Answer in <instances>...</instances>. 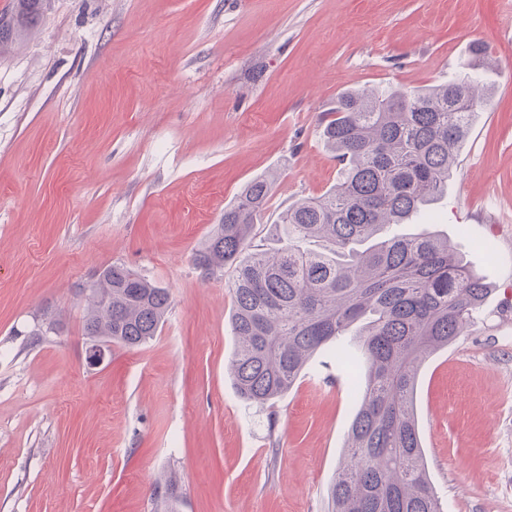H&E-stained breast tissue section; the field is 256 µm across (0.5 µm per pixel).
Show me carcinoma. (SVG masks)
Masks as SVG:
<instances>
[{
    "instance_id": "carcinoma-1",
    "label": "carcinoma",
    "mask_w": 512,
    "mask_h": 512,
    "mask_svg": "<svg viewBox=\"0 0 512 512\" xmlns=\"http://www.w3.org/2000/svg\"><path fill=\"white\" fill-rule=\"evenodd\" d=\"M48 0H12L0 12V55L32 31ZM473 46L456 81L413 91L341 93L320 119L340 168L336 185L280 215L288 244L254 242L274 180L260 175L224 207L195 253L213 276L230 268V371L238 396L271 404L309 358L333 346L352 376L357 411L347 459L330 487L331 512H441L424 463L413 405L419 366L464 335L491 292L446 235L394 227L421 216L448 177L488 88ZM316 239L319 250L302 243ZM84 295V334L128 347L158 335L170 293L123 263Z\"/></svg>"
}]
</instances>
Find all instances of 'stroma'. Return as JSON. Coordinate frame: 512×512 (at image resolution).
Segmentation results:
<instances>
[{"instance_id": "stroma-1", "label": "stroma", "mask_w": 512, "mask_h": 512, "mask_svg": "<svg viewBox=\"0 0 512 512\" xmlns=\"http://www.w3.org/2000/svg\"><path fill=\"white\" fill-rule=\"evenodd\" d=\"M489 86L447 194L401 225L448 235L493 286L418 371L442 512H512V0H50L0 56V512H327L357 403L333 347L260 408L237 395L227 288L194 255L252 178L255 241L333 186L319 125L344 91ZM123 263L168 288L160 333L85 360L83 284Z\"/></svg>"}]
</instances>
